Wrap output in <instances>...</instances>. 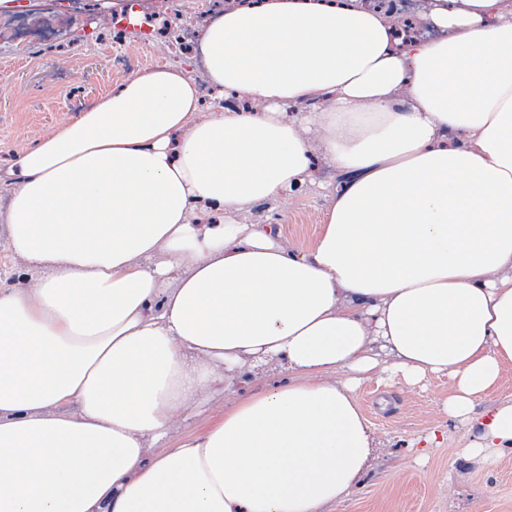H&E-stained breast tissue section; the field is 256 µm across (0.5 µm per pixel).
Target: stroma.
Returning a JSON list of instances; mask_svg holds the SVG:
<instances>
[{
    "label": "stroma",
    "instance_id": "1",
    "mask_svg": "<svg viewBox=\"0 0 512 512\" xmlns=\"http://www.w3.org/2000/svg\"><path fill=\"white\" fill-rule=\"evenodd\" d=\"M23 7L44 17L64 11L74 22L40 46L0 44V79L8 82L0 94L1 174L16 154L72 119L70 104L88 103L128 78L112 64L113 53L139 54L134 32L120 23L128 10L145 20L170 18L173 27L195 33L207 21L191 10L171 14L170 0H10L0 15ZM332 190L329 171L317 168L303 190L257 204L246 221L280 225L295 251L307 252ZM447 389L444 379L410 386L385 377L360 388L374 446L361 486L333 512H512V451L492 463L470 452L472 433L437 407Z\"/></svg>",
    "mask_w": 512,
    "mask_h": 512
}]
</instances>
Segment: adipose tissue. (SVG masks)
Returning <instances> with one entry per match:
<instances>
[{
	"mask_svg": "<svg viewBox=\"0 0 512 512\" xmlns=\"http://www.w3.org/2000/svg\"><path fill=\"white\" fill-rule=\"evenodd\" d=\"M254 0L211 17L204 79L145 68L7 173L0 512H332L382 371L450 381L476 450H512V0ZM248 109L206 112L200 90ZM334 171L293 250L244 218ZM254 360L285 384L239 396ZM224 413L171 440L214 395ZM505 399H512V364L505 367L499 385L487 394L479 410L492 408L497 402Z\"/></svg>",
	"mask_w": 512,
	"mask_h": 512,
	"instance_id": "1",
	"label": "adipose tissue"
}]
</instances>
